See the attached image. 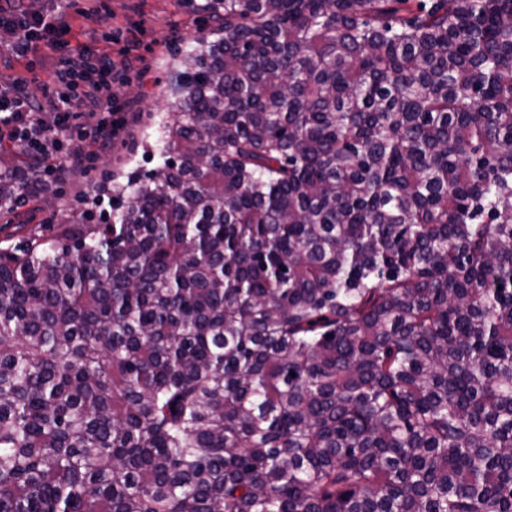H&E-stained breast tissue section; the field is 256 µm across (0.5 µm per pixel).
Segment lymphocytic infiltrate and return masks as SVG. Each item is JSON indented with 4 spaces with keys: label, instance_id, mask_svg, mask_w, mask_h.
Wrapping results in <instances>:
<instances>
[{
    "label": "lymphocytic infiltrate",
    "instance_id": "obj_1",
    "mask_svg": "<svg viewBox=\"0 0 512 512\" xmlns=\"http://www.w3.org/2000/svg\"><path fill=\"white\" fill-rule=\"evenodd\" d=\"M0 29L11 34L8 50L14 57H26L39 40L55 59L54 80L44 86L41 99L27 94L24 79L0 84V141L38 160L63 156L72 135L108 147L125 125L128 106L107 90L113 78L132 67L131 50L140 44L136 29L104 33L105 42L121 47L114 58L71 46L72 18L63 9L47 17L26 9L22 0H0Z\"/></svg>",
    "mask_w": 512,
    "mask_h": 512
}]
</instances>
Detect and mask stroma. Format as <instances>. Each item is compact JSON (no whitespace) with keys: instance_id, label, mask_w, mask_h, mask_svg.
<instances>
[{"instance_id":"stroma-1","label":"stroma","mask_w":512,"mask_h":512,"mask_svg":"<svg viewBox=\"0 0 512 512\" xmlns=\"http://www.w3.org/2000/svg\"><path fill=\"white\" fill-rule=\"evenodd\" d=\"M108 10L107 23L101 24L82 17L90 0H70L73 18L71 43L87 44L100 51L109 46L101 33L106 26L129 28L139 26L141 48L137 62L125 79L113 82L112 93L117 100L130 103L124 128L106 150H95L87 141L70 144L73 154L83 156L79 165H66L57 171L52 186L59 196L55 206L26 213L30 228L58 224L66 219H82L89 197L110 187L114 180L134 170L148 171L160 165L151 144L157 124L166 113L172 97L166 88L170 67L183 53L191 37L206 34L213 21L198 12L193 0H99ZM9 37L0 32V82L19 77L30 78L28 91L38 95V84L50 80L54 59L47 49H40L24 60H16L9 52Z\"/></svg>"}]
</instances>
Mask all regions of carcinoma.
<instances>
[{"label":"carcinoma","mask_w":512,"mask_h":512,"mask_svg":"<svg viewBox=\"0 0 512 512\" xmlns=\"http://www.w3.org/2000/svg\"><path fill=\"white\" fill-rule=\"evenodd\" d=\"M200 9L162 165L0 246V512H512V0Z\"/></svg>","instance_id":"obj_1"}]
</instances>
